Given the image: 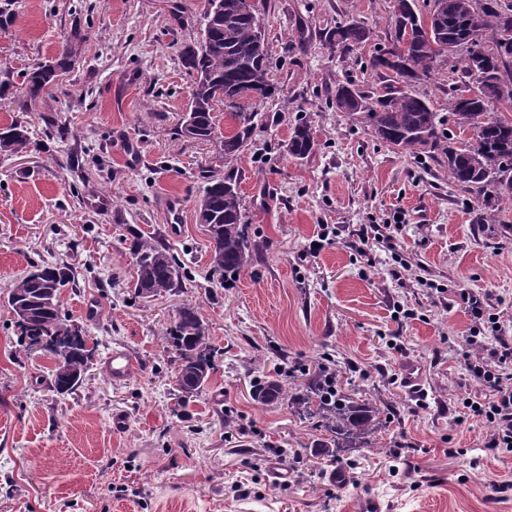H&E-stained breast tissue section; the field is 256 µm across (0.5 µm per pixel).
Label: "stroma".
Instances as JSON below:
<instances>
[{"instance_id":"1","label":"stroma","mask_w":512,"mask_h":512,"mask_svg":"<svg viewBox=\"0 0 512 512\" xmlns=\"http://www.w3.org/2000/svg\"><path fill=\"white\" fill-rule=\"evenodd\" d=\"M4 3L0 126L22 122L31 148L0 155V512H356L363 492L382 512H512V453L490 450L493 424L463 406L485 391L466 369L482 341L512 344V192L496 188L497 223H477L475 193L442 159L380 143L334 103L339 83L388 84L365 60L386 42L391 0H252L276 93L241 100L267 122L231 160L230 108L217 105L210 139L178 133L195 82L180 52L200 35L204 0ZM352 18L371 38L345 53L327 33ZM61 59L63 79L22 106L25 69ZM459 82L443 62L412 89L445 117ZM301 117L317 145L299 160L286 144ZM210 173L237 178L258 244L227 284L197 221ZM373 224L389 225L390 241H363ZM133 233L163 239L190 275L184 288L137 296ZM34 262L75 273L61 312L95 357L74 395L51 391L52 358L17 354L7 296ZM466 290L484 294L482 317ZM186 305L215 368L184 402L169 333ZM115 350L134 362L121 380L106 369ZM324 362L343 392L382 410L364 443L332 461L315 448L332 418L299 374ZM410 364L422 394L403 381ZM274 375L292 399L255 401L254 380Z\"/></svg>"}]
</instances>
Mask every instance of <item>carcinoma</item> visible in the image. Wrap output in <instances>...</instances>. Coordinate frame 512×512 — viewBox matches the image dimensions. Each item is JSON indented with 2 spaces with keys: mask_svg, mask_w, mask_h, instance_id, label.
Wrapping results in <instances>:
<instances>
[{
  "mask_svg": "<svg viewBox=\"0 0 512 512\" xmlns=\"http://www.w3.org/2000/svg\"><path fill=\"white\" fill-rule=\"evenodd\" d=\"M421 1L427 2L399 0L400 6H392L388 28L394 48L377 47L368 59L371 70L395 73L402 78L404 88L369 94L350 82L339 83L334 98L336 110L360 117L376 140L404 153L444 154L449 180L483 194L477 220L491 224L494 214L488 187L503 174H512V121L487 111L491 103L512 104V0H433L426 13L419 7ZM201 31L202 37L184 45L181 51L184 65L196 73V80L189 101L190 125L180 127L179 135L194 140H208L214 134L218 103L235 108L241 93L260 100L274 93L265 34L254 13L239 11L236 0H206ZM370 37L364 22L351 19L337 24L329 31L328 39L350 53L365 46ZM448 45L463 48L449 69L484 86L475 96L467 84L451 89L454 124L472 133L462 145L427 98L407 89L412 82L429 76ZM67 69V61L62 60L25 71L26 96L38 98L45 87L59 80L58 71ZM233 117L238 131L224 137V157L231 159L248 149L262 124L259 112H235ZM315 145L312 125L299 119L286 145L288 154L302 159ZM28 148L26 126L14 122L0 127V155L11 156ZM197 216L211 239L213 272L226 282L234 280V275L251 264L256 251L245 224L237 179L206 177ZM129 253L134 260L133 288L141 296H160L185 286L189 280L179 259L157 240L136 237L129 244ZM74 282L75 274L67 266L37 265L14 285L7 298L22 351L28 354L44 350L56 358L51 387L69 395L82 386L95 352L87 346L82 328L61 315V292ZM170 344L179 361L177 392L186 401L205 388L215 363L196 307L181 309L170 331ZM325 390L326 385H321L318 406L332 414L336 436L319 448L322 455L330 457L333 449L363 438L371 423L379 419L380 410L357 402L339 389L335 397L329 398ZM252 395L262 404L278 401L285 397L283 381L259 380L252 385Z\"/></svg>",
  "mask_w": 512,
  "mask_h": 512,
  "instance_id": "1",
  "label": "carcinoma"
}]
</instances>
